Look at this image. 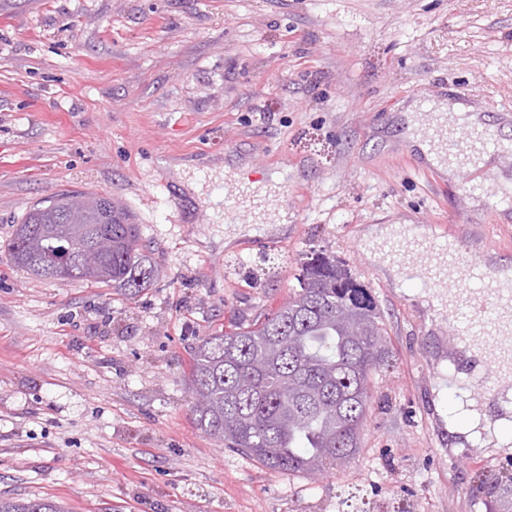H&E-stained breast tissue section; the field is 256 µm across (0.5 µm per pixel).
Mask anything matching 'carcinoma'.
Listing matches in <instances>:
<instances>
[{
  "mask_svg": "<svg viewBox=\"0 0 512 512\" xmlns=\"http://www.w3.org/2000/svg\"><path fill=\"white\" fill-rule=\"evenodd\" d=\"M68 195L30 208L8 252L44 278L91 281L133 295L155 270L140 248L139 225L121 205L62 215ZM299 290L276 310L205 337L190 361L195 424L264 467L316 473L358 452L372 378L391 367L380 313L336 260L302 265ZM480 487L512 497V473L483 471ZM0 512H65L54 500L0 497Z\"/></svg>",
  "mask_w": 512,
  "mask_h": 512,
  "instance_id": "carcinoma-1",
  "label": "carcinoma"
}]
</instances>
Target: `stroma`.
<instances>
[{"label":"stroma","instance_id":"stroma-1","mask_svg":"<svg viewBox=\"0 0 512 512\" xmlns=\"http://www.w3.org/2000/svg\"><path fill=\"white\" fill-rule=\"evenodd\" d=\"M435 98L512 141V0H30L0 14V495L65 512H490L476 476L511 471L512 443L449 433L475 368L434 282H394L363 241L410 225L492 242V264L512 266V223L493 221L512 209V149L467 184L419 173L403 114ZM224 165L262 186L281 173L286 226L224 222ZM65 191L129 210L148 287L11 263L25 212ZM314 252L374 300L393 365L373 379L356 459L288 474L195 427L189 363L205 336L285 302Z\"/></svg>","mask_w":512,"mask_h":512}]
</instances>
